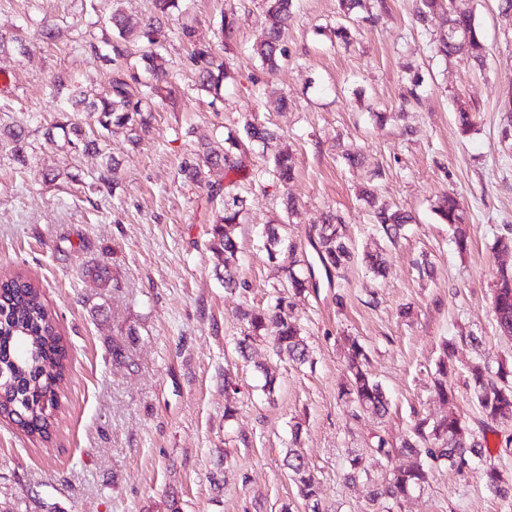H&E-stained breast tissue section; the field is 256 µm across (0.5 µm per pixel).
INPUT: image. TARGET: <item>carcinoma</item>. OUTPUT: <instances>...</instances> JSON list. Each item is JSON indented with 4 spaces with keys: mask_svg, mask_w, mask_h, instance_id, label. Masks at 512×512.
Segmentation results:
<instances>
[{
    "mask_svg": "<svg viewBox=\"0 0 512 512\" xmlns=\"http://www.w3.org/2000/svg\"><path fill=\"white\" fill-rule=\"evenodd\" d=\"M153 7V15L145 20L115 12L112 25L118 37L123 40L143 37L150 44L156 43L155 35L160 31L162 21L179 9V0H153ZM294 8L295 0H264L265 25L252 50L271 71L277 70L285 57L281 40ZM436 15L444 18V27L434 45L436 54L465 57L478 64L483 63L484 45L473 16L457 10L453 0H421L415 23L424 29ZM235 27L234 13L222 14L217 23L218 37L230 40ZM193 57L198 66V89L219 97L224 80L228 78L224 63L208 47L195 49ZM141 60L155 83L146 84L135 93L127 75L116 71L106 90L100 94L91 96L78 87L72 89L68 97L72 108L81 106L86 109L95 117L97 125L107 132L114 126L134 131L136 127L146 125L151 116L147 101L162 95L168 72L157 53H145ZM28 137L29 132L22 127L1 126L0 152L7 151L18 159L23 158L31 145ZM44 137L52 144L61 140L65 145L80 147L86 152L98 150V139L87 136L78 123L69 120L55 124L44 132ZM255 147L262 149L267 172L278 182L286 185L294 179V158L288 149L281 146L280 137L267 126L249 121L241 130L227 132L223 146L201 145L196 150L197 161L186 165L181 173L193 182L204 180L205 174L218 169L236 173L240 171L235 161L237 154ZM208 187L211 192L221 193L224 197V209L212 228L210 250L218 263L224 265V286L234 290L245 288L246 282L235 272L238 243L234 230L243 214V204L237 203L239 183L235 180L227 185L210 182ZM360 199L372 209L375 224L392 243L398 239L403 227L412 221L409 214L380 200L373 186L363 188ZM434 212L444 224L454 226L464 222V208L454 197L443 196ZM315 231L312 246L329 279L352 259V247L342 218L334 212L326 213ZM263 235L271 257H277L281 242L279 225H264ZM362 261L374 275H384L382 249L363 252ZM283 271L285 290L275 297L273 305L266 309L240 311L239 319L245 324V329L239 349L245 350L249 341L260 336L271 324L275 328L273 342L276 354L304 364L308 362L307 344L294 317L292 295H301L317 286L313 281L314 266L312 261L298 257L291 250L288 265L283 267ZM491 312L501 335L512 337V270L501 268L493 287ZM460 342L473 344L477 338L454 336L445 340L435 363V392L446 403L454 397V392L447 385L448 370L453 368V357ZM346 362L348 377L341 387L340 397L362 411L385 416L390 402L382 386L368 372L364 347L355 338L347 340ZM469 373L470 388L483 416L492 422H512V368L501 365L493 372L476 364L470 367ZM67 375V347L56 315L46 303L41 284L21 273L3 276L0 279V417L16 424L29 436L47 437L48 423L42 418V409L58 407L60 390ZM400 452L414 462L392 470L380 481L369 482L368 500L375 512H391L389 504H398L412 494L424 491L429 484V462H446L462 475L471 466L472 459L485 457L482 438L452 409L431 424L425 419L417 422L412 434L402 440ZM288 468L300 499L311 512H321L319 482L295 448L288 452ZM482 481L491 494L504 499L512 497V483L506 482L493 464H485Z\"/></svg>",
    "mask_w": 512,
    "mask_h": 512,
    "instance_id": "obj_1",
    "label": "carcinoma"
}]
</instances>
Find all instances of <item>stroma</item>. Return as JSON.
Segmentation results:
<instances>
[{
  "mask_svg": "<svg viewBox=\"0 0 512 512\" xmlns=\"http://www.w3.org/2000/svg\"><path fill=\"white\" fill-rule=\"evenodd\" d=\"M454 4L477 19L483 64L433 56L429 42L443 20L416 29L420 0H369L368 21L359 11L345 17L340 0H298L284 35L288 56L272 73L250 53L263 0H181L156 45L173 98L157 100L133 133L101 135L87 113H72L99 137L98 152L87 154L47 144L43 133L62 119L69 89L103 91L117 68L146 81L137 59L147 42L133 40L127 56L115 57L108 20L117 7L147 16L152 0H0V34L20 41L0 50V120L29 130L33 145L24 164L0 154V274L42 284L70 356L49 439L0 420V512H170L174 504L180 512H281L286 504L305 512L284 464L294 446L320 483L323 512H370L362 487L344 480L349 451L369 461L376 481L406 464L395 453L377 465L374 448L381 438L399 445L417 418L447 413L433 393L434 364L441 342L461 335L480 343L459 346L448 386L512 481V423L483 427L466 387L473 362L493 371L512 365V338L491 314L499 267L492 246L512 241V137L502 136L512 107V17L501 0ZM228 10L237 23L225 44L216 27ZM45 23L59 29L57 39L42 36ZM343 24L355 30L347 42L333 33ZM203 46L233 73L218 99L197 88L190 54ZM461 105L476 116L466 134L456 121ZM248 120L278 132L296 170L285 188L268 176L242 183L235 236L248 288L229 292L209 250L222 200L181 170L199 144L221 142ZM347 153L361 164H346ZM110 160L117 184L102 191L97 177ZM47 173L55 181H44ZM366 184L412 215L397 244H384L358 199ZM287 194L296 201L290 214ZM445 194L464 205L466 251L433 211ZM330 209L343 216L357 256L332 286L295 299L311 362L276 357L266 336L241 357L237 311L271 305L288 261L286 253L269 258L264 224L279 225L283 246L304 255ZM379 245L387 262L380 280L359 258ZM97 265L111 269L110 287L91 278ZM348 336L364 346L391 400L385 418L353 416L339 397ZM266 367L277 377L270 397ZM228 373L239 383L229 419ZM482 469L478 462L460 476L433 464L427 490L400 512H512V499L485 489Z\"/></svg>",
  "mask_w": 512,
  "mask_h": 512,
  "instance_id": "1",
  "label": "stroma"
}]
</instances>
